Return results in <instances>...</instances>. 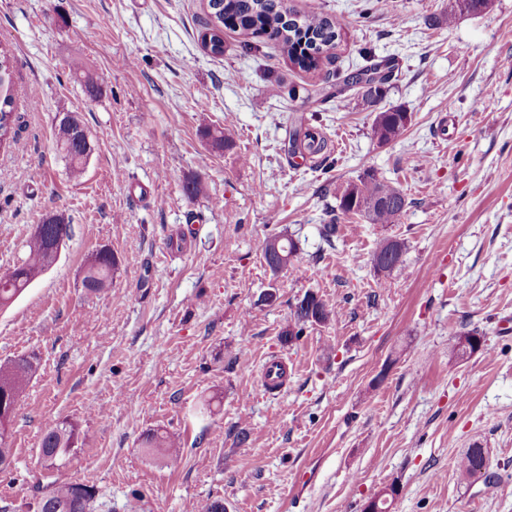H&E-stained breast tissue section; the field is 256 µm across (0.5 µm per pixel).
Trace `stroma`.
<instances>
[{"label": "stroma", "mask_w": 512, "mask_h": 512, "mask_svg": "<svg viewBox=\"0 0 512 512\" xmlns=\"http://www.w3.org/2000/svg\"><path fill=\"white\" fill-rule=\"evenodd\" d=\"M287 6L343 22L317 70L229 30L212 56L203 0H0L17 102L0 147V273L46 214L72 226L58 261L0 309V362L40 359L0 508L28 512L37 486L72 481L96 488L98 512L216 499L226 512H363L393 485L391 512H512V0L451 25L448 0ZM382 61L394 77L372 107L343 80ZM390 108L412 120L381 145L372 124ZM67 112L94 144L77 180L56 146ZM297 124L326 139L330 164L288 152ZM207 127L230 131L232 148L212 151ZM369 171L405 193L398 223L340 210L337 191ZM196 176L206 189L191 199ZM333 221L329 246L319 228ZM275 233L297 247L277 272L262 252ZM384 238L406 244L390 272L374 263ZM103 247L117 270L90 294L85 263ZM309 291L341 318L282 344ZM471 329L483 350L450 357ZM271 358L288 362L274 395L260 384ZM64 420L77 453L44 470L41 438ZM153 431L179 443L177 465L143 448ZM476 443L490 479L458 468ZM304 472L314 479L294 493Z\"/></svg>", "instance_id": "stroma-1"}]
</instances>
